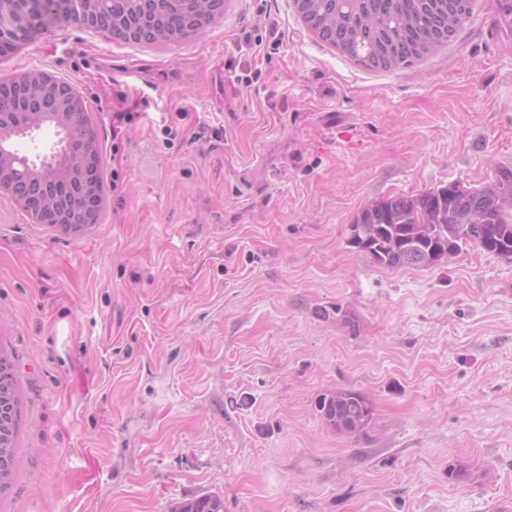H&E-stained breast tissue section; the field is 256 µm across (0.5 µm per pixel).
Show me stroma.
<instances>
[{
    "mask_svg": "<svg viewBox=\"0 0 512 512\" xmlns=\"http://www.w3.org/2000/svg\"><path fill=\"white\" fill-rule=\"evenodd\" d=\"M50 71L99 130L103 223L0 201V345L22 421L0 512H512V261L387 268L372 201L512 168V19L473 0L447 46L370 71L292 0H225L151 47L74 23L0 57ZM117 112L132 113L115 125ZM368 395L364 435L317 394ZM316 411L326 427L343 434H364L375 419L373 402L351 389L327 390L315 401ZM172 512H224V500L217 496H199L179 502Z\"/></svg>",
    "mask_w": 512,
    "mask_h": 512,
    "instance_id": "1",
    "label": "stroma"
}]
</instances>
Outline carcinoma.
<instances>
[{
  "label": "carcinoma",
  "instance_id": "carcinoma-1",
  "mask_svg": "<svg viewBox=\"0 0 512 512\" xmlns=\"http://www.w3.org/2000/svg\"><path fill=\"white\" fill-rule=\"evenodd\" d=\"M192 0H159L155 12L167 28L182 39L191 38ZM317 21L310 31L323 43L334 47L356 64L378 69L376 57L392 50L389 69L406 68L448 43L447 31L457 32L472 14V0H310ZM48 0L31 29L19 28L12 38L0 40V56L16 51L33 36V30L61 19ZM145 6L135 0H99L95 19L98 31L112 35L118 19L136 20ZM30 102L16 90L0 91L3 120L20 129L28 121ZM76 167L85 170L98 183V195L89 203L101 221L106 207V189L101 172L100 153L88 158L79 146L71 148ZM20 188L0 192L21 206L38 224H45L66 235L71 226L82 222L83 194L80 181L60 183L44 189L35 167L39 161L19 153ZM349 244L374 263L388 268L434 266L438 253L456 255L474 245L483 251L512 260V170L502 169L480 187L453 182L446 187L416 196H397L366 205L349 225ZM316 411L326 427L343 434H364L375 419L373 402L364 393L351 389L327 390L315 401ZM21 420L15 364L0 346V494L12 486L15 440ZM172 512H224V500L199 496L179 502Z\"/></svg>",
  "mask_w": 512,
  "mask_h": 512
}]
</instances>
